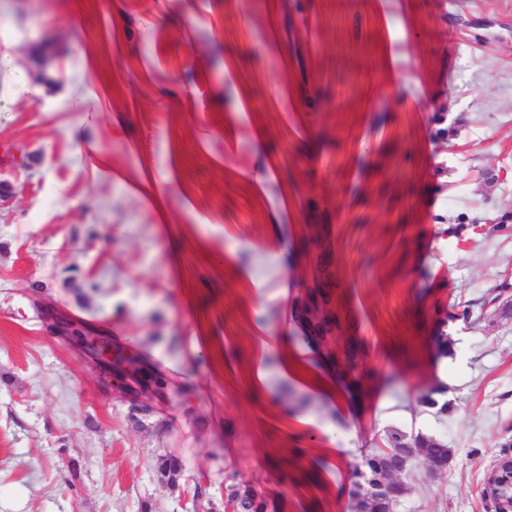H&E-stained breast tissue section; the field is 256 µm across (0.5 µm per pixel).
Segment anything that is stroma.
I'll use <instances>...</instances> for the list:
<instances>
[{"mask_svg": "<svg viewBox=\"0 0 512 512\" xmlns=\"http://www.w3.org/2000/svg\"><path fill=\"white\" fill-rule=\"evenodd\" d=\"M2 55L0 512H225L248 487L349 512L395 430L451 450L437 475L412 460L396 512H496L512 0H0ZM317 224L366 351L353 402L312 386L291 321ZM40 296L181 398L122 394ZM403 441L405 443H412L415 445H420L424 443L426 440L421 436L417 435L412 439V442L408 441L407 435L394 431L387 435V448H377L376 451L366 453L362 456V460L359 466L356 467V471L363 470L369 477L381 473V468L383 467V456L385 454V449H389L393 442Z\"/></svg>", "mask_w": 512, "mask_h": 512, "instance_id": "stroma-1", "label": "stroma"}]
</instances>
